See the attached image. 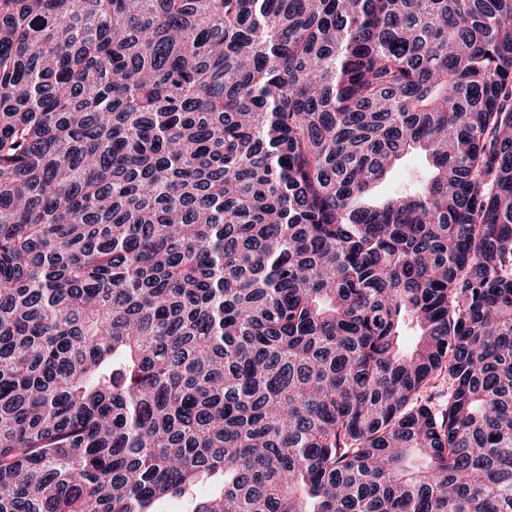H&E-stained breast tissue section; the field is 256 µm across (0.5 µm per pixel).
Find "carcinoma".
<instances>
[{
	"label": "carcinoma",
	"instance_id": "cac0c4a2",
	"mask_svg": "<svg viewBox=\"0 0 512 512\" xmlns=\"http://www.w3.org/2000/svg\"><path fill=\"white\" fill-rule=\"evenodd\" d=\"M203 486L512 512V0H0V512ZM425 168L420 160H409L402 168L385 182H383L379 191L384 194L406 193L412 190L415 183L422 180Z\"/></svg>",
	"mask_w": 512,
	"mask_h": 512
}]
</instances>
